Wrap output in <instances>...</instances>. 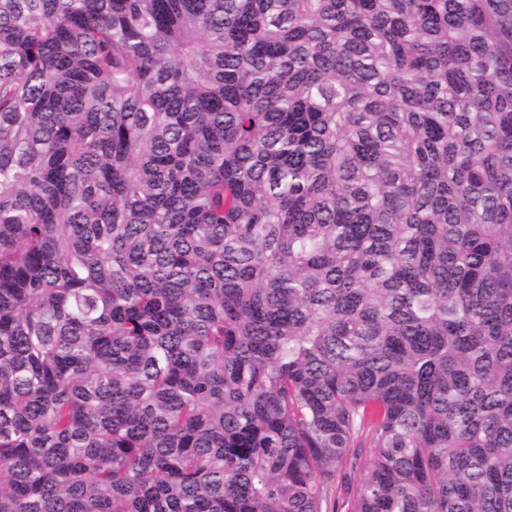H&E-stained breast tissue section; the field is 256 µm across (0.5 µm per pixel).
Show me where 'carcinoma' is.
I'll return each mask as SVG.
<instances>
[{
	"mask_svg": "<svg viewBox=\"0 0 512 512\" xmlns=\"http://www.w3.org/2000/svg\"><path fill=\"white\" fill-rule=\"evenodd\" d=\"M0 512H512V0H0Z\"/></svg>",
	"mask_w": 512,
	"mask_h": 512,
	"instance_id": "cac0c4a2",
	"label": "carcinoma"
}]
</instances>
